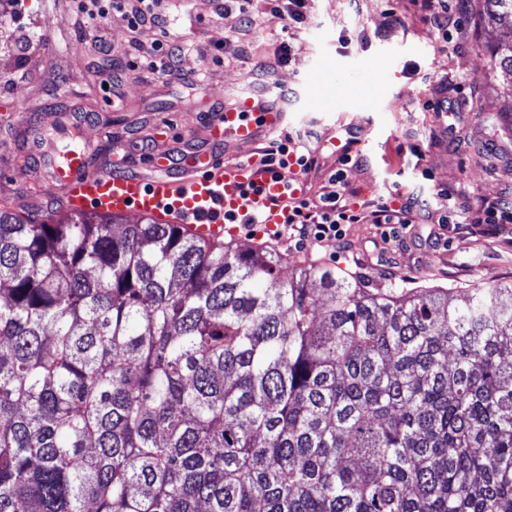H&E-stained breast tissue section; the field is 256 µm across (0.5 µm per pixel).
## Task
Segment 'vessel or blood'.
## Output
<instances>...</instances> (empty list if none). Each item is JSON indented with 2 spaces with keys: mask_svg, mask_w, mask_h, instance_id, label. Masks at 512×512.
<instances>
[{
  "mask_svg": "<svg viewBox=\"0 0 512 512\" xmlns=\"http://www.w3.org/2000/svg\"><path fill=\"white\" fill-rule=\"evenodd\" d=\"M285 112L261 98L241 97L217 111L209 123L210 145L170 168L165 159L151 161L150 175L128 171L126 159L102 160L86 146L49 161V146L33 139L29 152L43 162L44 186L56 192L63 207L78 214L151 215L188 225L205 237H238L242 223L261 218L267 231H280L288 217V180L265 172L257 158L225 164L227 140L255 144L281 131Z\"/></svg>",
  "mask_w": 512,
  "mask_h": 512,
  "instance_id": "b4317fda",
  "label": "vessel or blood"
}]
</instances>
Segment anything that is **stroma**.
I'll return each instance as SVG.
<instances>
[{
  "mask_svg": "<svg viewBox=\"0 0 512 512\" xmlns=\"http://www.w3.org/2000/svg\"><path fill=\"white\" fill-rule=\"evenodd\" d=\"M224 0H164L166 31L129 28L113 13L100 31L86 29L72 0H19L0 13V199L27 207L44 222L58 209L27 156L33 127L61 115L86 116L83 132L100 155L127 156L137 171L170 150L204 147L213 110L259 95L287 113L284 132L308 140L315 164L303 176L306 198L331 189L343 171L353 199L413 196L427 223L404 243L383 241L374 224H350L344 240L312 247L263 230L238 239L266 248L285 268L307 260L364 279L372 288H464L480 277H512V224H453L439 192L452 187L472 200L494 199L512 186V76L489 67L491 51L512 29L489 28L483 0H451L459 24L441 36L415 17L409 0H306L299 22L273 18L269 0H254L257 23L239 30ZM404 21L384 31L386 10ZM105 35L123 73L103 87ZM180 46L167 70L142 66L160 37ZM241 46L226 53L227 41ZM289 61L276 63L281 43ZM332 99L317 107L324 94ZM448 94L450 112L427 101ZM353 162L342 165L343 149Z\"/></svg>",
  "mask_w": 512,
  "mask_h": 512,
  "instance_id": "35a3bbf8",
  "label": "stroma"
}]
</instances>
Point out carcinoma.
Listing matches in <instances>:
<instances>
[{"label":"carcinoma","mask_w":512,"mask_h":512,"mask_svg":"<svg viewBox=\"0 0 512 512\" xmlns=\"http://www.w3.org/2000/svg\"><path fill=\"white\" fill-rule=\"evenodd\" d=\"M0 512H512V279L0 207Z\"/></svg>","instance_id":"1"}]
</instances>
